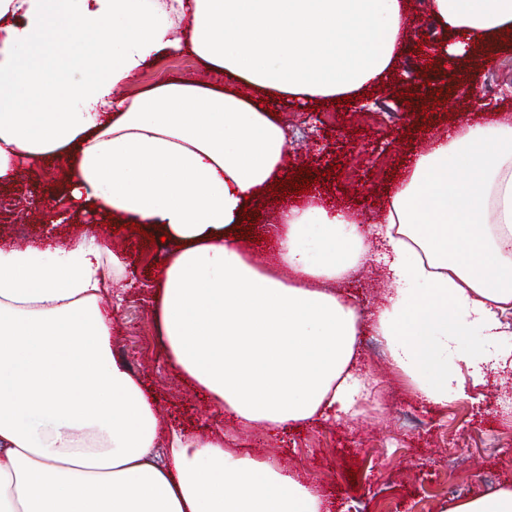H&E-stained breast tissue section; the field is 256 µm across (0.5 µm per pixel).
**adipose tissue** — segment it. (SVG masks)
<instances>
[{"mask_svg": "<svg viewBox=\"0 0 512 512\" xmlns=\"http://www.w3.org/2000/svg\"><path fill=\"white\" fill-rule=\"evenodd\" d=\"M430 9L469 41L512 28V0ZM408 36L403 0H0V186L21 160L62 159L79 208L178 243L157 274L163 348L217 410L275 428L355 416L359 314L323 287L366 259L354 218L290 204L265 268L238 226L285 177V134L260 96H356ZM182 49L254 96L173 82L117 98ZM373 230L390 289L371 328L419 396L464 397L461 368L476 386L512 371V125L433 139ZM106 263L126 259L84 236L0 248V512H330L300 475L226 452L222 431L162 428L112 354Z\"/></svg>", "mask_w": 512, "mask_h": 512, "instance_id": "1", "label": "adipose tissue"}]
</instances>
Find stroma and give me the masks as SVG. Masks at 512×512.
Returning <instances> with one entry per match:
<instances>
[{
    "label": "stroma",
    "mask_w": 512,
    "mask_h": 512,
    "mask_svg": "<svg viewBox=\"0 0 512 512\" xmlns=\"http://www.w3.org/2000/svg\"><path fill=\"white\" fill-rule=\"evenodd\" d=\"M410 40L395 70L371 95L345 104L294 102L268 97L288 132L286 162L295 182L308 169L320 173L311 193L317 202L348 209L369 225L397 176L394 168L432 139L474 123L512 124V33L498 46L456 51V40L440 26L422 32L428 0H406ZM212 72L189 50L166 53L145 68L134 84L118 90L124 98L177 80L211 82ZM410 84V102L398 99L396 85ZM494 93H487V86ZM340 165V177L323 173ZM65 162L22 167L15 182L0 188L8 205L0 208V243L25 248L80 236L94 226L98 238L127 256L123 301L112 317V352L125 361L155 400L162 424L203 434L220 426L227 448L275 461L319 487L333 512H442L451 501L449 486L470 497L512 486V456L501 452L498 437H512V407L501 404L512 393V375L488 372L486 384L468 387L462 399L434 406L421 402L408 382L393 372L382 345L369 329L358 336L359 366L370 393H381L375 414L270 429L244 426L215 413L203 394L168 363L162 349L155 307L160 290L155 274L171 248L151 242L145 231L111 226L98 215L77 211L60 185ZM262 192L245 224L242 246L259 267L271 265L269 237L282 209ZM367 260L357 278L333 282L362 312H370L385 288L377 259L381 247L366 235Z\"/></svg>",
    "instance_id": "35a3bbf8"
}]
</instances>
